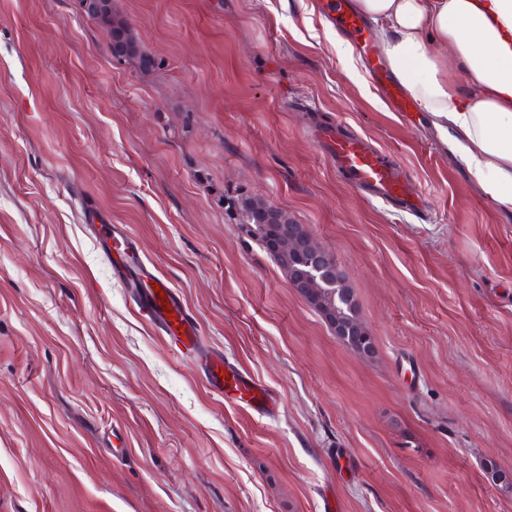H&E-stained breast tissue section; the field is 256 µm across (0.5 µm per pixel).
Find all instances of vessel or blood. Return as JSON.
I'll return each instance as SVG.
<instances>
[{
  "mask_svg": "<svg viewBox=\"0 0 512 512\" xmlns=\"http://www.w3.org/2000/svg\"><path fill=\"white\" fill-rule=\"evenodd\" d=\"M323 8L333 24L363 53L372 85L397 111H408L401 82L381 59L362 16L350 0H324ZM315 138L337 172L366 199L381 201L397 210L422 208L423 200L412 191L401 166L385 150L373 145L369 137L349 134L340 126L329 124L317 129ZM94 231L105 256L116 259L114 274L135 290L140 313L168 336L184 357L199 360L212 390L257 414L275 413V398L251 375L226 363L223 354H200L194 316L167 279L146 264L141 251L124 231L117 225L103 223L95 225Z\"/></svg>",
  "mask_w": 512,
  "mask_h": 512,
  "instance_id": "vessel-or-blood-1",
  "label": "vessel or blood"
}]
</instances>
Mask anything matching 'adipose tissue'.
<instances>
[{
  "label": "adipose tissue",
  "mask_w": 512,
  "mask_h": 512,
  "mask_svg": "<svg viewBox=\"0 0 512 512\" xmlns=\"http://www.w3.org/2000/svg\"><path fill=\"white\" fill-rule=\"evenodd\" d=\"M468 178L512 212V0H355ZM466 90L456 86V75Z\"/></svg>",
  "instance_id": "obj_1"
}]
</instances>
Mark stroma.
Returning <instances> with one entry per match:
<instances>
[{
	"label": "stroma",
	"instance_id": "obj_1",
	"mask_svg": "<svg viewBox=\"0 0 512 512\" xmlns=\"http://www.w3.org/2000/svg\"><path fill=\"white\" fill-rule=\"evenodd\" d=\"M320 0H0V512H512V214L426 114L370 84ZM337 123L428 211L350 188ZM243 190L335 256L376 354L336 337L224 211ZM122 225L278 402L213 393L141 316L86 224ZM111 0H79V6L90 18L97 20L107 30L113 52L118 56L129 55L133 52V43L126 23L122 18L112 14Z\"/></svg>",
	"mask_w": 512,
	"mask_h": 512
}]
</instances>
